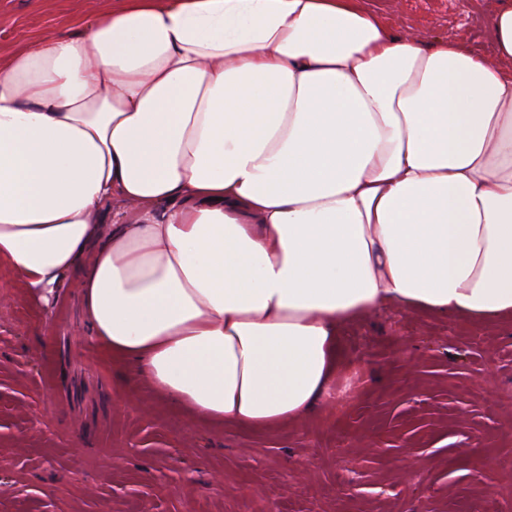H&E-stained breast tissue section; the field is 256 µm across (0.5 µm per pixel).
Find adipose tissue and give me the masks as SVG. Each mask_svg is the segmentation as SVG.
<instances>
[{
  "label": "adipose tissue",
  "instance_id": "obj_1",
  "mask_svg": "<svg viewBox=\"0 0 512 512\" xmlns=\"http://www.w3.org/2000/svg\"><path fill=\"white\" fill-rule=\"evenodd\" d=\"M76 24L0 52V269L79 274L138 382L271 429L335 397L354 318L512 315V0L493 61L369 0H117Z\"/></svg>",
  "mask_w": 512,
  "mask_h": 512
}]
</instances>
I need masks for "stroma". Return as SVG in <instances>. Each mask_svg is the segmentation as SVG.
<instances>
[{
  "label": "stroma",
  "instance_id": "obj_1",
  "mask_svg": "<svg viewBox=\"0 0 512 512\" xmlns=\"http://www.w3.org/2000/svg\"><path fill=\"white\" fill-rule=\"evenodd\" d=\"M477 0H385L493 45ZM101 0H0V48L66 34ZM337 393L295 424H214L89 337L78 277L48 301L0 269V512H512V320L384 308L347 323Z\"/></svg>",
  "mask_w": 512,
  "mask_h": 512
}]
</instances>
